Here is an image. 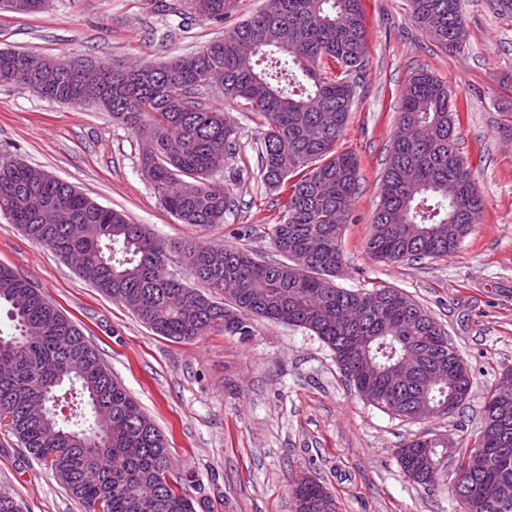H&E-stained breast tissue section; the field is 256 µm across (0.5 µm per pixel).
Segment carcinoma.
I'll list each match as a JSON object with an SVG mask.
<instances>
[{
  "label": "carcinoma",
  "instance_id": "1",
  "mask_svg": "<svg viewBox=\"0 0 512 512\" xmlns=\"http://www.w3.org/2000/svg\"><path fill=\"white\" fill-rule=\"evenodd\" d=\"M0 0L16 14L41 10L46 0ZM234 0H182L184 11L222 21ZM415 27L442 51L463 50L469 31L460 0H409ZM46 56L0 55V83L34 77ZM361 0H267L199 52L126 72L109 57L82 66L44 97L109 112L130 128L151 130L142 147L146 178L165 209L182 224H221L230 190L213 172L237 150V127L204 95L218 91L261 118L259 171L271 189L289 191L285 214L273 226L279 260L246 249L204 243L168 244L144 224L83 195L18 159L0 162V218L60 257L98 270L97 288L125 306L155 334L192 340L222 330L246 339L252 318L314 333L333 351L345 379L371 405L405 420L424 418L462 391L472 375L445 330L397 288L356 292L334 284L343 263L339 239L359 188L350 151H337L366 70ZM458 104L448 85L420 70L403 90L397 130L378 190L366 249L375 260L445 257L479 223L482 203L459 151ZM177 251L206 291L166 271ZM14 333L0 335V361L14 366L0 378V420L35 457L49 463L89 512H195L185 477L164 438L126 389L112 378L72 319L11 267L0 264V307ZM407 356L419 357L417 377L396 392L388 374ZM86 398L88 425L59 416L58 392ZM512 374L487 395L484 426L458 461L465 477L500 485L509 508L473 498L462 512H512ZM436 437H417L395 450L403 473L436 490L445 475ZM294 512H337L320 481L296 476Z\"/></svg>",
  "mask_w": 512,
  "mask_h": 512
}]
</instances>
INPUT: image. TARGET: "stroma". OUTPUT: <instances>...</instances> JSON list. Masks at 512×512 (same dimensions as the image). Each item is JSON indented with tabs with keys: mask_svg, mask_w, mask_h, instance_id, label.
<instances>
[{
	"mask_svg": "<svg viewBox=\"0 0 512 512\" xmlns=\"http://www.w3.org/2000/svg\"><path fill=\"white\" fill-rule=\"evenodd\" d=\"M461 4L470 40L464 52L449 54L414 27L406 0H362L369 62L338 143L358 158L360 189L341 231L344 261L335 279L350 290L400 289L444 328L473 379L465 408L454 414L410 422L370 405L346 384L330 348L293 326L259 320L248 340L221 332L185 341L156 335L71 263L0 218V264L76 323L165 435L191 479L196 512H292L299 472L329 487L339 512H460L448 488L429 491L405 477L394 450L417 435L442 436L454 444L443 461L445 473H454L458 455L479 435L487 392L512 368V136L503 131L512 126V20L498 17L489 0ZM265 5L239 0L217 22L157 13L151 0H47L34 14L0 10V50L74 61L105 54L123 64L156 65L198 51ZM420 68L457 96L459 147L474 172L482 217L447 257L377 262L365 244L400 97ZM207 102L239 127L236 154L212 176L232 190L220 224L179 223L143 174L140 135L90 106L0 84V158L22 159L68 181L164 241L275 257L271 230L287 196L259 177L256 118L218 93ZM0 487L22 512H87L4 424Z\"/></svg>",
	"mask_w": 512,
	"mask_h": 512,
	"instance_id": "1",
	"label": "stroma"
}]
</instances>
